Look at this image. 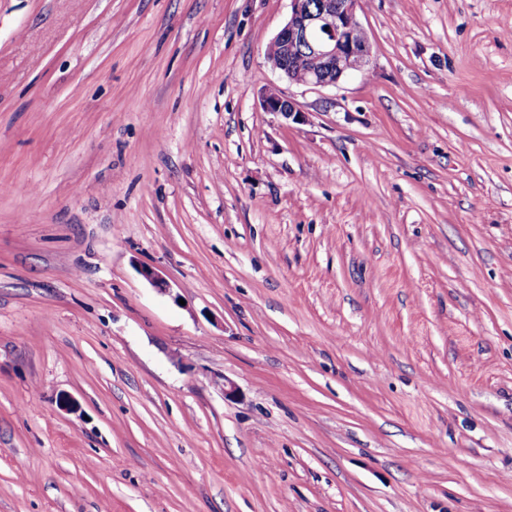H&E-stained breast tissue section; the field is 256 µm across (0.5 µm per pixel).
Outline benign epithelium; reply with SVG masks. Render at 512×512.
Here are the masks:
<instances>
[{
    "instance_id": "7a95c632",
    "label": "benign epithelium",
    "mask_w": 512,
    "mask_h": 512,
    "mask_svg": "<svg viewBox=\"0 0 512 512\" xmlns=\"http://www.w3.org/2000/svg\"><path fill=\"white\" fill-rule=\"evenodd\" d=\"M360 0H290L287 23L270 41L275 50L265 54L272 69L289 82H296L295 69L306 72L300 84L334 86L346 74L361 71L371 56L372 46L359 19ZM295 46L306 48L296 62L288 59ZM262 107L289 118L297 113L293 102L277 90H268Z\"/></svg>"
}]
</instances>
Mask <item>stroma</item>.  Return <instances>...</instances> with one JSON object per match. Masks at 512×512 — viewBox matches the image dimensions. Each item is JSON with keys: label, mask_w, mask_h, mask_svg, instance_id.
Instances as JSON below:
<instances>
[{"label": "stroma", "mask_w": 512, "mask_h": 512, "mask_svg": "<svg viewBox=\"0 0 512 512\" xmlns=\"http://www.w3.org/2000/svg\"><path fill=\"white\" fill-rule=\"evenodd\" d=\"M289 12L0 0V512H512V0ZM287 23L268 43L275 50L265 53L272 69L289 82L313 86H334L346 74L361 71L371 56L372 46L359 19L360 0H289ZM295 46H304L296 62L288 59ZM304 69L302 81L295 69ZM262 107L265 111L281 114L285 118H290L298 112L293 102L283 97L276 89H269L265 93L262 98Z\"/></svg>", "instance_id": "obj_1"}]
</instances>
